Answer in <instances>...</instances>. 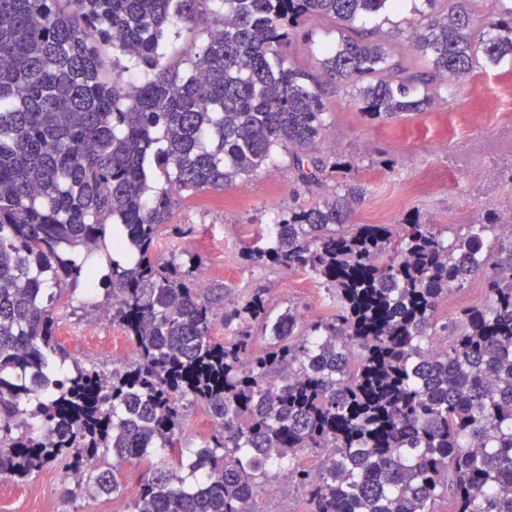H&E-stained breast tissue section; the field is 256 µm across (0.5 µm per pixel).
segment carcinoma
Returning <instances> with one entry per match:
<instances>
[{"mask_svg": "<svg viewBox=\"0 0 512 512\" xmlns=\"http://www.w3.org/2000/svg\"><path fill=\"white\" fill-rule=\"evenodd\" d=\"M424 69L411 71L375 28L404 2ZM0 0V474L26 484L62 460L82 473L62 494L116 493L118 467L154 448L133 512H261L282 471L306 512H512V234L485 210L449 239L414 219L347 227L360 188H328L349 159L325 140L318 77L290 59L305 23L331 20L324 77L380 122L421 112L436 83L482 57L512 58V0ZM211 5L213 25L184 66L166 58L177 24ZM319 200L274 217L243 256L303 269L336 291L308 325L198 286L200 257L156 247L179 199L222 191L280 154ZM166 187L153 193L155 173ZM121 248L131 265L112 259ZM106 253L98 270L79 252ZM479 275L485 302L441 319ZM103 286L134 357L106 374L55 358L54 300ZM223 308L225 336L211 329ZM264 329L256 347L252 328ZM205 411L204 445L183 447L186 411ZM38 421L27 429L21 417ZM324 455L313 478L298 464ZM118 459L109 464L107 453Z\"/></svg>", "mask_w": 512, "mask_h": 512, "instance_id": "obj_1", "label": "carcinoma"}]
</instances>
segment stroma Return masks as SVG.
Here are the masks:
<instances>
[{
  "mask_svg": "<svg viewBox=\"0 0 512 512\" xmlns=\"http://www.w3.org/2000/svg\"><path fill=\"white\" fill-rule=\"evenodd\" d=\"M416 22L407 9L377 19L392 55L413 59L404 35ZM310 29L312 42H296L290 55L296 66L316 74L321 47L336 43L340 31L329 20L314 22ZM511 80L512 62L476 70L469 80L434 86L423 112L385 123L367 118L353 96L323 80L327 134L319 152L325 155L334 148L353 159L355 166L347 178L366 190L351 223L404 224L415 218L444 230L512 200V123L495 118L497 110L512 109V101L503 96ZM457 112L472 113L473 118L458 137L444 139L439 126ZM420 176L430 181V188L407 190V183ZM313 201L289 170L287 158H277L254 179L181 200L161 231L159 249L166 258L182 252L186 242H195L203 272L210 282L224 284L232 298H246L261 288L273 313L294 308L322 317L335 304V293L326 284L301 271L250 266L241 259L244 248L255 245L259 226L270 224L275 214ZM102 299V291L82 286L63 294L57 311L69 330L60 343L71 359L108 371L112 364L107 353L83 352L77 341L86 329L89 306ZM152 464L149 457L122 463L121 494L74 501L62 495L63 464L36 475L47 491L46 498L38 500L28 495L26 486L0 475V512H130L139 478Z\"/></svg>",
  "mask_w": 512,
  "mask_h": 512,
  "instance_id": "obj_1",
  "label": "stroma"
}]
</instances>
